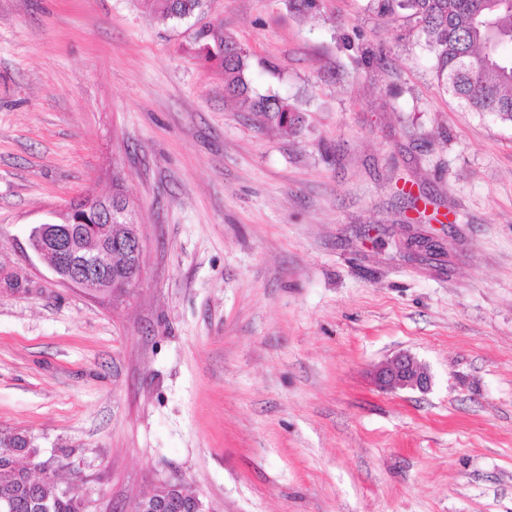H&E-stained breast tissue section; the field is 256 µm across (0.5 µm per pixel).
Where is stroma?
<instances>
[{
    "mask_svg": "<svg viewBox=\"0 0 512 512\" xmlns=\"http://www.w3.org/2000/svg\"><path fill=\"white\" fill-rule=\"evenodd\" d=\"M224 92L142 0H0V432L87 512L179 479L207 512H512V125L368 0H207ZM120 179L142 276L89 295L27 245ZM435 251L411 248L412 237ZM400 351L428 392H388ZM194 41L199 56L205 62L216 65L224 73V90L233 97L251 102L253 112L277 120L280 125L296 127L303 121L301 113L293 110L280 98L259 97L252 100L247 64V52L236 41L224 37L218 26L203 25L195 31ZM374 381L387 390L410 389L426 392L432 384L428 368L409 352H399L377 367Z\"/></svg>",
    "mask_w": 512,
    "mask_h": 512,
    "instance_id": "35a3bbf8",
    "label": "stroma"
}]
</instances>
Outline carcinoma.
<instances>
[{"label":"carcinoma","mask_w":512,"mask_h":512,"mask_svg":"<svg viewBox=\"0 0 512 512\" xmlns=\"http://www.w3.org/2000/svg\"><path fill=\"white\" fill-rule=\"evenodd\" d=\"M146 7L162 23L180 22L201 14L206 0H144ZM370 8L380 15L413 19L425 34V42L435 60L439 86L471 112L489 113L512 123V55L502 53L512 46V0H370ZM200 58L224 73V90L233 97L251 102V109L296 127L301 113L280 98L251 99L247 52L236 41L224 37L214 25L195 31ZM112 203L128 209L112 216L91 214L88 224L112 223V229L133 221V206L119 184L112 185ZM29 462L23 454L0 452V504L8 502L12 512H82L83 500L54 482L42 483L29 477ZM162 505L163 512H193L189 498L181 491L161 484L145 507Z\"/></svg>","instance_id":"cac0c4a2"}]
</instances>
